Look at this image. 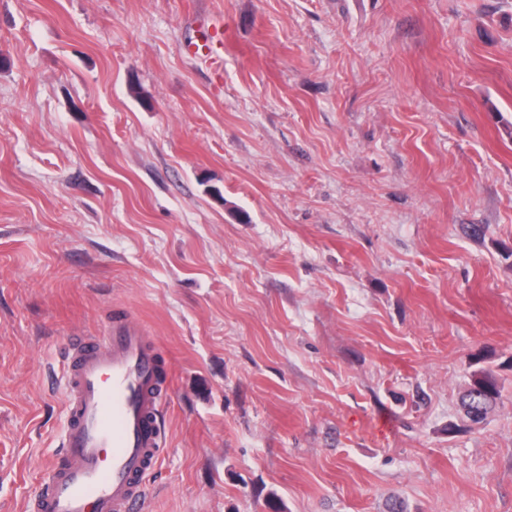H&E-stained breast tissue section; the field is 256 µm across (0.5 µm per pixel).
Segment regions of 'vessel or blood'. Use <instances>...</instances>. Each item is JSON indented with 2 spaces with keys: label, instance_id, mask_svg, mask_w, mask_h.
<instances>
[{
  "label": "vessel or blood",
  "instance_id": "1",
  "mask_svg": "<svg viewBox=\"0 0 512 512\" xmlns=\"http://www.w3.org/2000/svg\"><path fill=\"white\" fill-rule=\"evenodd\" d=\"M66 428L36 512H141L144 480L162 452L167 397L145 331L123 316L67 351Z\"/></svg>",
  "mask_w": 512,
  "mask_h": 512
}]
</instances>
